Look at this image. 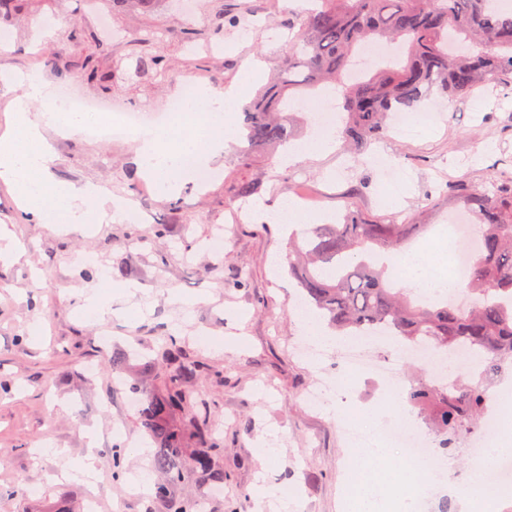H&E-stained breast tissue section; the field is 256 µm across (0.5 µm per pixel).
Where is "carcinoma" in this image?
Masks as SVG:
<instances>
[{"instance_id": "carcinoma-1", "label": "carcinoma", "mask_w": 512, "mask_h": 512, "mask_svg": "<svg viewBox=\"0 0 512 512\" xmlns=\"http://www.w3.org/2000/svg\"><path fill=\"white\" fill-rule=\"evenodd\" d=\"M44 0H0V24L25 7ZM501 0H319L293 21L295 38L281 50L277 72L246 107L238 152L239 167L250 157L288 144L291 114L286 101L331 85L346 112L342 137L347 146L364 151L388 137L389 114L416 112L437 96L458 100L489 82L512 79V9ZM466 36L489 50L455 55L449 35ZM377 39L399 41L403 65L365 71L354 78L350 67L360 47ZM160 60L143 51L135 72L158 71ZM260 181L243 174L236 195L248 197ZM448 196L463 204L481 226L467 282L473 303L467 310L452 302L419 301L412 288H394L387 266L375 261L403 254L406 241L421 224H397L345 215L340 224H314L289 243V271L308 306L321 312L331 327L353 335L386 327L411 345L420 340L449 353L460 344L485 354L483 371L491 380L512 360V176L481 191L466 181L448 184ZM154 388H132L140 404V420L153 447V460L165 478L152 497L166 512H198L197 499H185L174 488L190 476L203 484H224V449L214 437L211 408L194 389L213 375L210 365L190 352L185 339L164 336L155 357L141 363ZM407 402L444 437L442 449L458 431L479 429L485 391L464 382L456 391L414 380Z\"/></svg>"}]
</instances>
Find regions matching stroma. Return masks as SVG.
Wrapping results in <instances>:
<instances>
[{"label":"stroma","mask_w":512,"mask_h":512,"mask_svg":"<svg viewBox=\"0 0 512 512\" xmlns=\"http://www.w3.org/2000/svg\"><path fill=\"white\" fill-rule=\"evenodd\" d=\"M301 8V0H196L188 18L180 0H167L149 14L118 2L109 13L120 38L99 58V68L123 75L101 88L79 70L95 52L97 27L88 0H44L38 15L13 17L11 41L0 46V67L39 71L56 87L82 96L158 112L188 76L221 89L250 61L270 74L291 35L287 23ZM239 10L248 13V22L225 27L223 51L213 52L217 42L207 32L215 13ZM45 19L55 22L48 36L38 31ZM143 49L160 57V73L135 85L134 55ZM46 136L56 179L103 186L131 201L139 218L54 232L28 221L12 186L0 181V227L25 249L17 261L0 262V512L77 508L87 495L95 498L96 512H165L132 483L145 470L144 457L126 456V478L112 477V448L146 440L138 408L128 402V385L147 387L152 380L132 361L125 382L112 384L109 363L119 351L151 353L173 330L219 372L197 384L224 441L227 475L208 512H227L231 502L237 512H257L254 491L261 485L288 488L292 512H343L344 475L359 455L339 431L340 395L328 393L318 410L304 401L316 372L294 350L303 328L286 262L288 234L281 225L244 214L288 197L299 180L326 215L448 223L460 209L443 192L448 182L465 180L482 189L492 178L512 174V84L477 88L447 104L436 127L390 134L360 155L337 148L283 167L267 154H254L251 170L265 180L246 199L233 193L238 167L232 145L216 159L220 176L208 188L188 183L164 195L139 176L132 136L107 140L52 129ZM390 162L402 177L385 191L381 174ZM218 234L224 247L215 250L211 242ZM103 273L133 291L113 300L104 323L92 324L77 293ZM106 333L113 336L108 346L101 342ZM93 437L99 463L92 487L61 479L65 459L41 452L48 444L77 460ZM447 462L457 512H474L467 476L476 460L461 445Z\"/></svg>","instance_id":"35a3bbf8"}]
</instances>
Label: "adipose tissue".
Returning a JSON list of instances; mask_svg holds the SVG:
<instances>
[{
	"label": "adipose tissue",
	"instance_id": "obj_1",
	"mask_svg": "<svg viewBox=\"0 0 512 512\" xmlns=\"http://www.w3.org/2000/svg\"><path fill=\"white\" fill-rule=\"evenodd\" d=\"M258 76V65H249L229 88L216 91L206 87L187 100V111L206 117L205 133L190 132L169 145L158 130L148 128L140 131L137 135L140 142L137 159L144 177L152 180L162 194L171 195L177 191L183 173L196 165L210 164L212 158L235 138L234 129L224 124L225 112L239 104Z\"/></svg>",
	"mask_w": 512,
	"mask_h": 512
}]
</instances>
